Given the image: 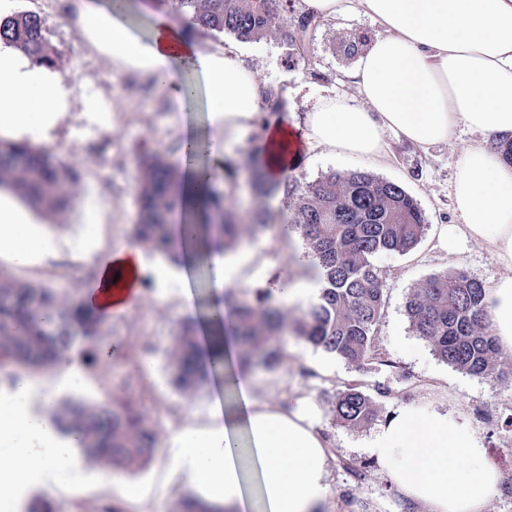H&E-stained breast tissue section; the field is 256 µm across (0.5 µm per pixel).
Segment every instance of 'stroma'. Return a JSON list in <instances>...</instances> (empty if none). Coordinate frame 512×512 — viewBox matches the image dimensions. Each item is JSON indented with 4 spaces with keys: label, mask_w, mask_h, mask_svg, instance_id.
<instances>
[{
    "label": "stroma",
    "mask_w": 512,
    "mask_h": 512,
    "mask_svg": "<svg viewBox=\"0 0 512 512\" xmlns=\"http://www.w3.org/2000/svg\"><path fill=\"white\" fill-rule=\"evenodd\" d=\"M9 12L33 11L45 16L50 39L64 54L56 72L71 90L72 110L53 131L50 147L63 160L78 165L84 195L74 210L64 216L56 238L59 253L15 274L24 279L86 289L95 275L99 255L127 240V228L136 211L137 157L145 150L161 149L181 161L174 147L191 127L207 147L211 165L244 169L249 133L211 152L212 130L205 113L193 106L175 104L166 90L134 72L118 70L110 57L85 38L78 16L85 0H7ZM379 27L368 16L349 12L336 18L316 17L307 41L305 58L293 61L278 33L244 43L252 66L266 93L282 98L285 120L305 125L317 95L340 88L345 71L355 57L345 55L342 42L368 44ZM387 157L380 161L332 156L316 149L305 155L293 170L299 182L313 181L330 171L361 169L379 178L400 183L418 202L427 222L421 242L410 252H384L372 262L385 287L386 304L378 324L383 360L355 366L317 350L296 337H289L286 362L271 372L255 376L258 399L278 391L304 399L319 411L318 429L328 441V482L333 490L325 512H426L424 506L404 498L391 477L368 455L366 448L387 420L406 408L447 416L449 424L479 436L487 461L499 473V482L489 496L486 512H512V350L499 347L497 365L509 373L506 381L482 379L467 374L438 358L431 346L413 329L406 312L409 293L427 278L454 270L491 287L507 270L484 244L463 243L459 253L448 254L438 246L440 228L458 223L453 186L465 149L478 137L458 129L455 138L428 148L417 147L393 132H385ZM273 231L258 238V251L246 288L271 293L310 277L309 264L298 236L282 237L289 209L284 195L269 200ZM181 286L159 283L146 274L144 291L135 318H115L107 325L108 339L118 336H148L165 345L181 320L178 313ZM154 374L145 388L148 405L161 408L166 425L203 417L209 398L186 402L169 384L162 354L142 363ZM312 370L313 378L302 375ZM357 384L372 394L375 416L370 423L350 428L333 422L329 401L335 391ZM79 492L56 497L53 489L35 487L30 497L57 498L58 512H71L74 503L89 505L115 499L114 483L99 467L76 459Z\"/></svg>",
    "instance_id": "obj_1"
}]
</instances>
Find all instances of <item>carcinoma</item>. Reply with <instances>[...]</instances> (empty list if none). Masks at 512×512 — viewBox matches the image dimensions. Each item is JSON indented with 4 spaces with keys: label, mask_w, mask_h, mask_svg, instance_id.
<instances>
[{
    "label": "carcinoma",
    "mask_w": 512,
    "mask_h": 512,
    "mask_svg": "<svg viewBox=\"0 0 512 512\" xmlns=\"http://www.w3.org/2000/svg\"><path fill=\"white\" fill-rule=\"evenodd\" d=\"M144 7L179 21L190 31L211 36L230 34L241 40L262 38L276 30L291 54L305 57V36L315 15L305 13L297 28L281 26L280 17L292 0H140ZM44 16L19 11L0 18V41L52 68L62 53L48 38ZM282 102L266 98L250 138L247 168L250 192L261 200L283 193L291 200L289 224L299 234L315 271L316 291L301 315L271 302L268 292L237 290L213 297L218 307L230 305L231 335L237 340L240 364L251 372L267 371L288 358V335L350 363L382 357L377 324L385 306V288L371 258L378 252L404 253L414 248L427 229L415 200L398 183L366 171L329 172L304 185L267 170L263 134L280 117ZM136 216L129 239L174 264L181 255L174 246L172 216L186 214L192 202L179 167L169 153L145 152L137 158ZM79 169L54 152L30 143L0 141V190L10 191L43 214L73 207ZM224 169L199 185L202 224L182 225L187 236L205 229L211 250L233 252L242 243L267 232L266 208L234 211L225 205ZM483 285L462 271L434 275L414 289L407 301L411 324L445 362L485 379H500L497 344L484 306ZM106 322L85 308L70 288L0 276V384H11L19 373L48 371L77 352L89 365L109 363L119 348L140 373L141 360L158 346L146 336H129L108 343ZM170 383L187 400L197 399L214 370L223 365L224 335L208 344L198 338V325L183 319L164 347ZM332 420L355 428L375 416L372 398L356 384L335 392ZM52 416L61 433L81 436L78 451L104 466L106 473L124 474L152 463L160 449L165 423L160 411L143 403V393L114 396L105 402L54 401ZM74 512H129L119 501L90 507L82 502ZM171 512H224L180 496Z\"/></svg>",
    "instance_id": "obj_1"
}]
</instances>
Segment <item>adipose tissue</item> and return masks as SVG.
I'll return each instance as SVG.
<instances>
[{"mask_svg":"<svg viewBox=\"0 0 512 512\" xmlns=\"http://www.w3.org/2000/svg\"><path fill=\"white\" fill-rule=\"evenodd\" d=\"M306 12L330 18L353 9L370 16L379 33L345 81L358 94L319 96L306 128L271 122L266 146L284 150V166L321 146L344 156H386L384 131L426 148L452 140L458 128L512 138V0H299ZM86 37L122 71L150 77L176 101L198 103L215 132L236 137L252 128L262 89L244 52L211 50L171 18L158 14L148 35L133 28L106 0L80 14ZM71 110L69 89L53 68L0 47V134L23 139L37 125L43 139ZM459 223L444 225L439 245L487 244L510 269L487 289L484 304L501 345L512 348V166L481 145L462 156L454 186ZM27 210L0 201V273L35 263L51 236L30 244ZM253 246L213 255L217 294L235 288L253 262ZM145 255L140 246L113 247L96 266L83 299L104 320L129 314L142 296ZM199 423L169 429L167 472L178 492L227 512H322L328 443L306 403L260 401L245 369L225 370ZM76 362L59 365L50 391L20 374L0 393V512H14L27 489L47 483L70 489L77 435H58L49 405L54 392L83 384ZM369 454L406 498L428 512H485L486 493L499 474L472 434L447 417L421 411L391 417Z\"/></svg>","mask_w":512,"mask_h":512,"instance_id":"obj_1","label":"adipose tissue"}]
</instances>
